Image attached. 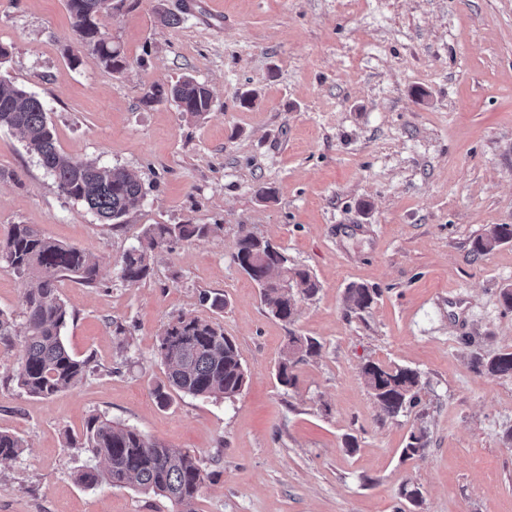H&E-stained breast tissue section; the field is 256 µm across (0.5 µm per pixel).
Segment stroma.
I'll use <instances>...</instances> for the list:
<instances>
[{"instance_id":"obj_1","label":"stroma","mask_w":512,"mask_h":512,"mask_svg":"<svg viewBox=\"0 0 512 512\" xmlns=\"http://www.w3.org/2000/svg\"><path fill=\"white\" fill-rule=\"evenodd\" d=\"M99 23L122 73L83 51L66 0H0V75L42 100L62 153L143 186L122 224L103 223L0 127V237L32 224L98 264L94 287L59 284L66 345L89 362L77 386L26 395L10 379L21 343L0 346V431L25 445L0 462V512H179L77 483L88 456L71 439L93 415L196 454V512H512V376L472 362L512 352V241L471 250L512 224V0H112ZM183 76L210 88L209 112L146 103ZM151 224L220 230L125 282L122 256ZM244 230L318 281L292 323L266 314L234 262ZM356 285L376 293L362 312L345 301ZM215 292L223 309L201 301ZM181 315L235 340V398L157 404L156 346ZM292 332L321 352L287 391L276 366ZM370 361L418 371L419 404L385 415L361 376ZM414 431L425 453L402 460ZM509 240H512V224H496L473 241L472 250L477 254H486Z\"/></svg>"}]
</instances>
